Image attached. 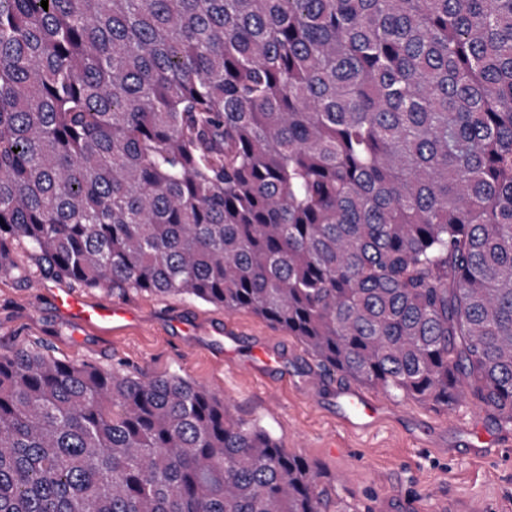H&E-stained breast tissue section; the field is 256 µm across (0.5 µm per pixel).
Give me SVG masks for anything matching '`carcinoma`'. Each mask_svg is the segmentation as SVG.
Masks as SVG:
<instances>
[{"instance_id": "obj_1", "label": "carcinoma", "mask_w": 512, "mask_h": 512, "mask_svg": "<svg viewBox=\"0 0 512 512\" xmlns=\"http://www.w3.org/2000/svg\"><path fill=\"white\" fill-rule=\"evenodd\" d=\"M0 271L247 309L512 424V0H0ZM179 375L0 353V512H331Z\"/></svg>"}]
</instances>
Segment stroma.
<instances>
[{
    "label": "stroma",
    "mask_w": 512,
    "mask_h": 512,
    "mask_svg": "<svg viewBox=\"0 0 512 512\" xmlns=\"http://www.w3.org/2000/svg\"><path fill=\"white\" fill-rule=\"evenodd\" d=\"M63 286L0 272V352L24 344L66 362L201 384L289 453L316 462L345 512H512V425L475 402L443 409L381 392V419L355 431L336 408L346 378L324 371L294 337L250 311L80 285L86 301L128 312L86 327L58 313L54 294ZM260 348L278 354L273 368L261 366Z\"/></svg>",
    "instance_id": "1"
}]
</instances>
